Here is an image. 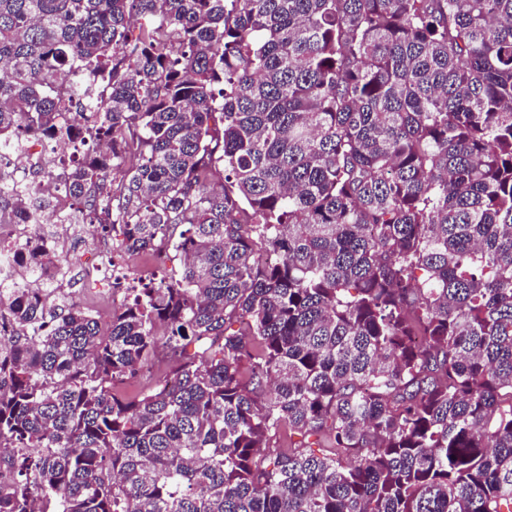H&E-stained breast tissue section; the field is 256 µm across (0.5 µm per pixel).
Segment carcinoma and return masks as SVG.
<instances>
[{"instance_id":"obj_1","label":"carcinoma","mask_w":512,"mask_h":512,"mask_svg":"<svg viewBox=\"0 0 512 512\" xmlns=\"http://www.w3.org/2000/svg\"><path fill=\"white\" fill-rule=\"evenodd\" d=\"M75 98L74 210L184 264L0 279V512H512V0H0V152ZM168 371L166 370L164 362H160L157 364H153V370L148 375H141L138 372L137 378L135 380H129L124 386L123 391L128 396L137 395L144 387L152 386L153 384H157L161 380H163L166 376H168Z\"/></svg>"}]
</instances>
